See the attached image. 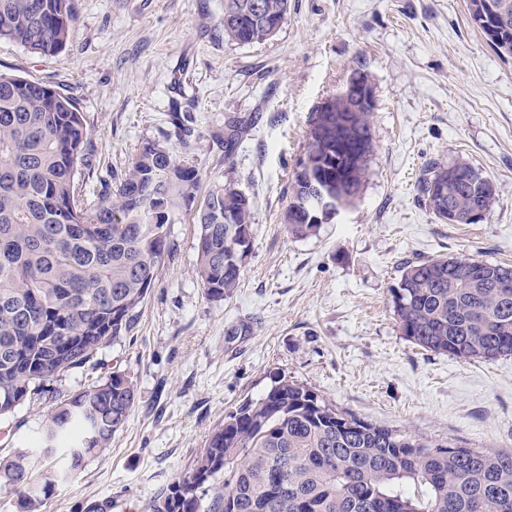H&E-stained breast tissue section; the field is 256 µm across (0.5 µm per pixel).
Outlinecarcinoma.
Instances as JSON below:
<instances>
[{
  "label": "carcinoma",
  "mask_w": 512,
  "mask_h": 512,
  "mask_svg": "<svg viewBox=\"0 0 512 512\" xmlns=\"http://www.w3.org/2000/svg\"><path fill=\"white\" fill-rule=\"evenodd\" d=\"M224 0V40L251 45L273 39L288 0ZM490 3L505 20L496 54L512 61V0ZM72 0H0V41L36 55H57L74 32ZM39 79L0 73V417L33 395L50 394L37 453L0 458V488L19 495L22 512H41L57 483L105 454L135 404L121 372L73 394L51 383L120 339L153 287L170 251L167 227L196 210V268L206 296L222 300L242 270L228 263L231 244L253 233V204L227 171L224 184L195 206L198 171L177 161L164 141L148 140L115 185L87 204L77 185L90 168V142L74 100ZM346 140L374 151L372 111L348 113ZM242 127L229 123L224 156ZM306 156L318 180L349 205L359 198L368 163L336 175V130L309 133ZM449 190L469 211L483 173ZM448 164L436 160L418 191L443 220L438 184ZM308 179L294 171L291 204L306 201ZM320 223L286 224L305 239ZM453 257L404 265L391 302L403 335L425 351L461 361L512 355V268L485 263L477 284L448 273ZM151 512H512V452L464 448L389 429L342 411L302 382L281 377L258 400L247 399L210 432L190 468L158 495Z\"/></svg>",
  "instance_id": "carcinoma-1"
}]
</instances>
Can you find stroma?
I'll return each instance as SVG.
<instances>
[{"instance_id": "1", "label": "stroma", "mask_w": 512, "mask_h": 512, "mask_svg": "<svg viewBox=\"0 0 512 512\" xmlns=\"http://www.w3.org/2000/svg\"><path fill=\"white\" fill-rule=\"evenodd\" d=\"M55 56L0 42V72L49 82L84 115L94 171L85 196L161 140L208 191L233 169L253 202L239 288L205 297L194 214L169 227L144 303L118 341L65 374L62 391L125 373L136 403L105 455L60 482L44 512H148L210 431L285 376L377 425L468 448L512 450V356L462 361L403 336L391 288L405 263L458 257L512 267V62L466 0H289L275 38L225 42L224 0H73ZM366 74L375 150L353 207L316 236L284 231L311 117ZM255 117L225 156L224 124ZM464 159L497 186L485 219L439 221L417 185L431 161ZM45 399L0 418V456L40 437Z\"/></svg>"}]
</instances>
